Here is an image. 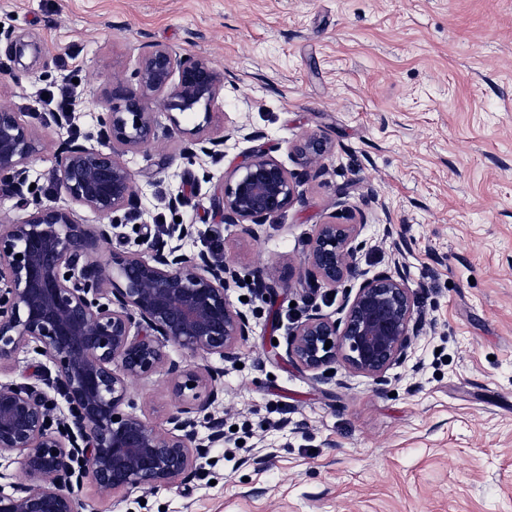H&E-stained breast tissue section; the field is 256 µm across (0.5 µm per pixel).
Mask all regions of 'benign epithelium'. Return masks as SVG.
<instances>
[{
  "label": "benign epithelium",
  "mask_w": 512,
  "mask_h": 512,
  "mask_svg": "<svg viewBox=\"0 0 512 512\" xmlns=\"http://www.w3.org/2000/svg\"><path fill=\"white\" fill-rule=\"evenodd\" d=\"M137 88H114L96 100L108 130L101 148L71 141L60 153L56 175L71 203L105 223L95 231L68 205L32 202L27 217L0 224V361L19 350L42 349L55 368L46 385L60 394L68 416L51 413L49 399L27 384H0V454L15 452L32 484L0 485V512H81L75 489L91 480L102 492L153 490L194 474L198 456L224 442V422L209 411L218 403L216 383L169 364L181 374L179 393L193 402L157 429L134 412L128 380L156 371L172 345L203 355L235 359L249 321L228 300L239 273L201 251L187 254L180 242L192 235L179 228L178 244L150 241L148 255L108 250L116 214L133 206L135 173L120 158L123 149L148 151L157 139L155 110L197 112L209 120L224 88V74L204 59L183 58L153 45L138 61ZM331 149L318 134L294 146L304 161ZM36 139L23 114L0 105V191L27 179ZM298 195L288 169L256 152L224 179L218 205L228 224L261 225L283 213ZM359 230L354 224L317 225L305 255L316 285L332 291L359 281L339 306L341 317L315 312L288 329L287 355L316 376L340 361L352 375L386 381L388 370L405 364L419 336L415 301L404 274L360 269ZM22 258H16V255ZM277 281L262 271L251 288L262 294ZM330 348H325V343ZM208 382L201 396L196 389ZM208 434L198 437V426Z\"/></svg>",
  "instance_id": "obj_1"
}]
</instances>
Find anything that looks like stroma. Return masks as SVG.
Instances as JSON below:
<instances>
[{
    "label": "stroma",
    "instance_id": "stroma-1",
    "mask_svg": "<svg viewBox=\"0 0 512 512\" xmlns=\"http://www.w3.org/2000/svg\"><path fill=\"white\" fill-rule=\"evenodd\" d=\"M206 59L224 74L211 118L157 111L159 139L122 159L141 201L112 231L140 252L192 225L186 252L219 251L242 279L230 303L249 318L236 362L175 346L181 368H223L224 442L195 474L155 490L78 492L83 512H512V0H0V103L38 141L29 189L0 192V220L23 221L53 181L70 125L45 118V88L73 85L72 123L101 141L112 86L135 87L146 46ZM319 133L332 151L303 164L292 146ZM224 137L212 164L186 151ZM258 151L300 183V198L248 232L214 204L225 175ZM360 227L361 268L403 270L422 326L385 383L333 365L313 379L289 360L286 328L336 316L342 295L309 290L317 225ZM272 269L259 296L246 275ZM32 350L0 362L1 383L46 392ZM160 368L133 381L157 428L186 398Z\"/></svg>",
    "mask_w": 512,
    "mask_h": 512
}]
</instances>
